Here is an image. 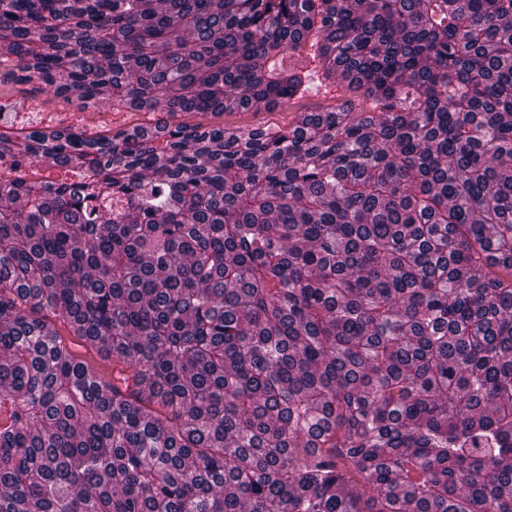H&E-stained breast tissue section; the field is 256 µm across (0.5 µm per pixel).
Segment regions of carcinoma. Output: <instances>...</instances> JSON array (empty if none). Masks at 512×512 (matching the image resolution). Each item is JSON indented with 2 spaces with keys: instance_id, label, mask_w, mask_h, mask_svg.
Listing matches in <instances>:
<instances>
[{
  "instance_id": "1",
  "label": "carcinoma",
  "mask_w": 512,
  "mask_h": 512,
  "mask_svg": "<svg viewBox=\"0 0 512 512\" xmlns=\"http://www.w3.org/2000/svg\"><path fill=\"white\" fill-rule=\"evenodd\" d=\"M0 65L292 128L0 136V512H512V0H0ZM349 101L353 103L355 111L375 112L371 102L361 93L348 89L346 84L336 78L327 92L322 88L317 95L312 94L304 99L289 102L274 110H265L263 107L247 111L230 108L224 113L208 115L204 122L224 127H292L303 112H321L335 107L338 109ZM45 167L40 162H34L21 173L20 170L15 169L8 162H0V182H12L16 179L25 181L47 180L44 173Z\"/></svg>"
}]
</instances>
